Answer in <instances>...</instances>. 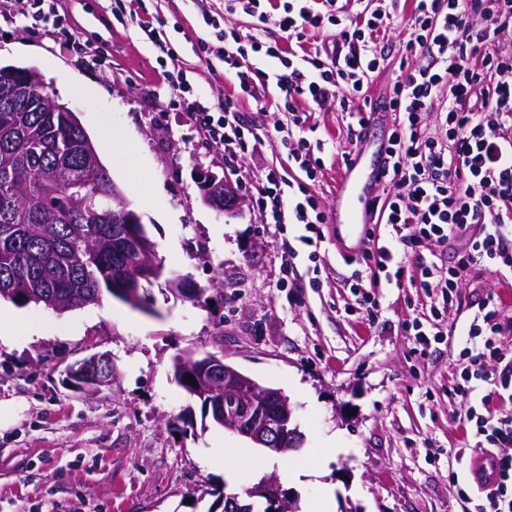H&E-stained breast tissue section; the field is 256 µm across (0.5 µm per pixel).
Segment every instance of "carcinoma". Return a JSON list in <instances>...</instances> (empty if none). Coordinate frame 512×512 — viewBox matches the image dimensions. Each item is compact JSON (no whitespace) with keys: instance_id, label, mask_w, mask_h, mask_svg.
Masks as SVG:
<instances>
[{"instance_id":"carcinoma-1","label":"carcinoma","mask_w":512,"mask_h":512,"mask_svg":"<svg viewBox=\"0 0 512 512\" xmlns=\"http://www.w3.org/2000/svg\"><path fill=\"white\" fill-rule=\"evenodd\" d=\"M25 68L0 81V298L63 311L121 299L112 281L138 260L167 291L193 283L164 277L144 225L133 238L112 223V178L66 112L22 101Z\"/></svg>"}]
</instances>
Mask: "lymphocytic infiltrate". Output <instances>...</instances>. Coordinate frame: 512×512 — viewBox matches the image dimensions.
<instances>
[{
  "instance_id": "1",
  "label": "lymphocytic infiltrate",
  "mask_w": 512,
  "mask_h": 512,
  "mask_svg": "<svg viewBox=\"0 0 512 512\" xmlns=\"http://www.w3.org/2000/svg\"><path fill=\"white\" fill-rule=\"evenodd\" d=\"M267 0H227L228 12H241L259 24L275 21L285 33L330 26L333 39L314 53L298 54L279 43L235 31L210 53L234 71L238 91L250 93L255 60L271 61L264 75L284 95L289 114L286 133L295 137L288 167L315 180L324 166L321 140L303 134L307 113L296 100L346 112L353 124L371 117L360 100L371 73L385 57L378 39L385 31L393 0H285L269 16ZM410 34L401 44L400 73L385 95L392 114L385 188L374 196L370 214L388 224L390 236L414 249L421 244L462 241L457 264L448 270L422 266L411 279L423 291H437L431 307L437 319L459 301L458 282L469 268L512 275V0H414ZM202 117L216 147L238 154L248 137L233 99L213 114L198 101L185 102ZM435 113L441 136L426 135L423 122ZM287 169L268 166L257 189L261 213L269 224H301L323 239L326 215L311 194L288 197ZM512 318L501 315L495 298L474 313L467 341L456 360L451 394L463 407L458 420L465 432L495 454L498 482L472 501V512H512V410L494 400L512 395Z\"/></svg>"
}]
</instances>
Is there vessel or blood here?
<instances>
[{
	"label": "vessel or blood",
	"instance_id": "vessel-or-blood-1",
	"mask_svg": "<svg viewBox=\"0 0 512 512\" xmlns=\"http://www.w3.org/2000/svg\"><path fill=\"white\" fill-rule=\"evenodd\" d=\"M383 151V142L362 139L352 164L339 182L333 222L337 241L345 255H357L368 245L370 217L367 196L379 184Z\"/></svg>",
	"mask_w": 512,
	"mask_h": 512
}]
</instances>
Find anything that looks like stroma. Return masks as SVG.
Wrapping results in <instances>:
<instances>
[{
	"mask_svg": "<svg viewBox=\"0 0 512 512\" xmlns=\"http://www.w3.org/2000/svg\"><path fill=\"white\" fill-rule=\"evenodd\" d=\"M413 7L403 0L389 22L381 41L388 62L369 97L400 73ZM215 19L243 34L255 26L225 13L224 0H60L66 44L45 37V22L0 17V66L38 69L140 214L158 259L208 290L200 307L150 286L148 313L108 295L62 312L0 302L14 317L0 331V512H209L216 499L207 487L238 492L281 475L287 462L327 465L319 478L283 481L297 512L323 499L331 512H468L454 482L466 464L454 451L476 440L455 418L451 361L472 305L494 296L512 317V287L488 270L464 273L461 305L442 317L440 342L423 356L402 327L427 318L421 289L368 276L353 288L331 224L315 248L302 242L303 225L263 223L255 188L268 163L287 157L275 131L285 119L280 90L261 80L255 96L237 99L258 132L253 151L231 156L205 138L167 76L177 59L191 98L223 110L238 79L202 50ZM310 113L326 150L307 188L328 212L351 133L346 113ZM122 139L138 163L109 162V145ZM201 171L235 181V216L202 202ZM217 277L220 292L210 288ZM367 295L380 303L371 322L358 316ZM201 347L288 397L304 436L299 451L275 456L211 425L170 367L174 355ZM96 350L114 359L111 387L90 395L67 386L65 367ZM178 415L191 425L180 435L170 424Z\"/></svg>",
	"mask_w": 512,
	"mask_h": 512,
	"instance_id": "obj_1",
	"label": "stroma"
}]
</instances>
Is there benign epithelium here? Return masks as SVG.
I'll return each mask as SVG.
<instances>
[{"label":"benign epithelium","instance_id":"7a95c632","mask_svg":"<svg viewBox=\"0 0 512 512\" xmlns=\"http://www.w3.org/2000/svg\"><path fill=\"white\" fill-rule=\"evenodd\" d=\"M36 98L49 104L52 112H68L70 108L59 102L43 80H38ZM202 201L218 213L231 216L240 204L232 180L204 173L199 178ZM112 200L116 210L112 221L127 224L125 231L132 232L131 225L142 223L140 215L130 208L122 190L112 184ZM69 374L78 375L71 384L84 391L96 393L112 386L115 366L107 352H95L65 368ZM187 376L193 378V387L200 397H208L216 418L224 423V430L247 439L257 448L272 455L303 445L304 437L292 424L293 408L286 395L272 387L262 385L241 372L226 357H211L207 361L188 366ZM261 497L273 512H291L294 503L281 489L274 477H267L245 491L224 493L225 512H247L246 499Z\"/></svg>","mask_w":512,"mask_h":512}]
</instances>
